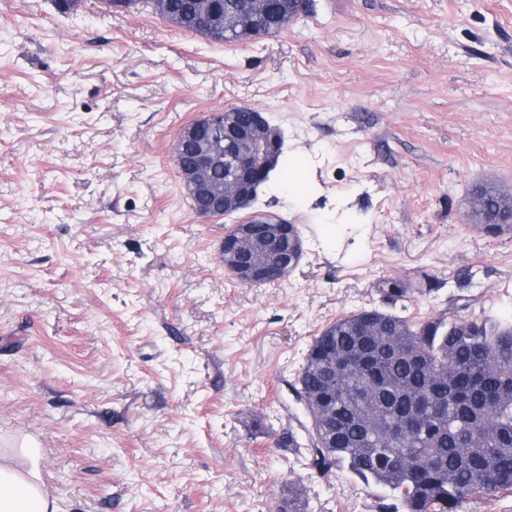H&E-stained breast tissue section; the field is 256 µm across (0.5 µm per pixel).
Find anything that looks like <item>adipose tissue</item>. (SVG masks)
I'll return each mask as SVG.
<instances>
[{
  "label": "adipose tissue",
  "instance_id": "1",
  "mask_svg": "<svg viewBox=\"0 0 512 512\" xmlns=\"http://www.w3.org/2000/svg\"><path fill=\"white\" fill-rule=\"evenodd\" d=\"M0 512H58L42 483L39 449L0 456Z\"/></svg>",
  "mask_w": 512,
  "mask_h": 512
}]
</instances>
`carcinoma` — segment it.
<instances>
[{"label": "carcinoma", "instance_id": "obj_1", "mask_svg": "<svg viewBox=\"0 0 512 512\" xmlns=\"http://www.w3.org/2000/svg\"><path fill=\"white\" fill-rule=\"evenodd\" d=\"M144 3L185 31L214 42L237 43L276 34L293 21L250 19L234 33L196 29L188 0ZM471 212L487 224L512 213V196L477 189ZM379 292L392 303L410 284L390 278ZM358 363L341 370L334 359ZM448 368L450 377L436 381ZM310 406L325 411L318 434L319 470L339 467L383 492L384 512H464L471 498L512 492V322L464 320L443 314L418 323L373 307L343 316L316 336L300 374ZM412 429L397 447L393 422ZM468 449L460 457L459 449Z\"/></svg>", "mask_w": 512, "mask_h": 512}]
</instances>
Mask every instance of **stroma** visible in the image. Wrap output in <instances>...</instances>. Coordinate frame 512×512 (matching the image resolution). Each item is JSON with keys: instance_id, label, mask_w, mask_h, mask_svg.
Instances as JSON below:
<instances>
[{"instance_id": "1", "label": "stroma", "mask_w": 512, "mask_h": 512, "mask_svg": "<svg viewBox=\"0 0 512 512\" xmlns=\"http://www.w3.org/2000/svg\"><path fill=\"white\" fill-rule=\"evenodd\" d=\"M283 136L247 209L196 214L175 163L206 113ZM512 0H310L222 44L145 7L0 0V451L33 442L60 512H380L309 465L292 393L314 336L364 308L512 321ZM255 215L303 255L249 287L218 255ZM412 291L386 305L381 281ZM470 208L474 216L481 218L484 224H490L499 216L512 213V196L478 188L471 197Z\"/></svg>"}]
</instances>
